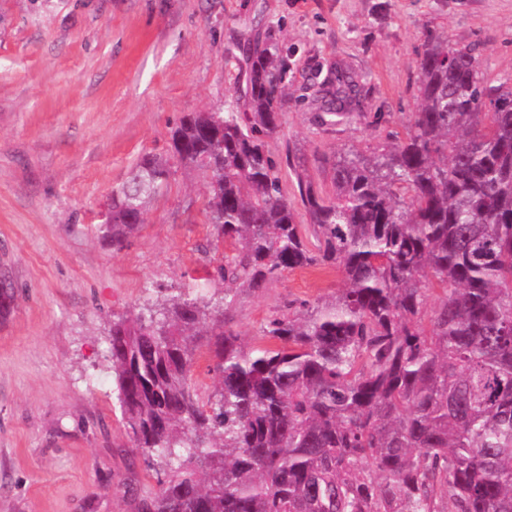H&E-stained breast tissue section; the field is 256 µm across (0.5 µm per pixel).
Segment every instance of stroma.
<instances>
[{"label": "stroma", "mask_w": 512, "mask_h": 512, "mask_svg": "<svg viewBox=\"0 0 512 512\" xmlns=\"http://www.w3.org/2000/svg\"><path fill=\"white\" fill-rule=\"evenodd\" d=\"M429 27L480 44L485 82L512 77V0H0V264L17 291L0 318V512H136L124 485L156 491L115 397L112 322L194 288L232 247L203 252L204 180L178 165L123 249L97 227L185 113L247 111L238 40L273 37L288 56L265 148L306 224L296 172L332 195L340 155L404 134ZM333 68L360 88L351 120L330 125L309 80ZM341 284L310 266L237 289L232 326L245 348L263 345L273 314ZM96 374L104 384L89 386Z\"/></svg>", "instance_id": "stroma-1"}]
</instances>
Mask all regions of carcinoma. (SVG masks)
<instances>
[{"label": "carcinoma", "mask_w": 512, "mask_h": 512, "mask_svg": "<svg viewBox=\"0 0 512 512\" xmlns=\"http://www.w3.org/2000/svg\"><path fill=\"white\" fill-rule=\"evenodd\" d=\"M240 48L249 111L184 115L100 224L122 247L177 163L204 175L214 243L233 245L195 291L112 321L122 419L158 469L137 512H512V78L487 84L478 45L427 30L406 136L339 159L330 198L297 174L311 242L264 144L283 49ZM322 92L324 114L349 118L357 81L332 72ZM317 265L343 287L272 316L279 346L246 350L228 325L237 287ZM15 301L3 266L0 317ZM201 340L208 399L192 379Z\"/></svg>", "instance_id": "obj_1"}]
</instances>
